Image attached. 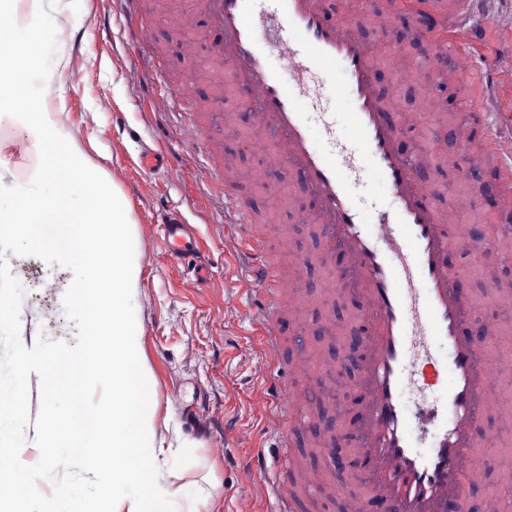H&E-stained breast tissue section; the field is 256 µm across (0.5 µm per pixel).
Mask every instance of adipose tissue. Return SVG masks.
<instances>
[{
    "instance_id": "adipose-tissue-1",
    "label": "adipose tissue",
    "mask_w": 512,
    "mask_h": 512,
    "mask_svg": "<svg viewBox=\"0 0 512 512\" xmlns=\"http://www.w3.org/2000/svg\"><path fill=\"white\" fill-rule=\"evenodd\" d=\"M61 31L58 18L39 6L20 22L0 28V126L19 128L37 146L65 137L64 106L49 108L30 89L32 77L45 80L57 71Z\"/></svg>"
}]
</instances>
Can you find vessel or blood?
Segmentation results:
<instances>
[{
	"label": "vessel or blood",
	"instance_id": "vessel-or-blood-1",
	"mask_svg": "<svg viewBox=\"0 0 512 512\" xmlns=\"http://www.w3.org/2000/svg\"><path fill=\"white\" fill-rule=\"evenodd\" d=\"M260 0H206L212 23L222 40L212 56L217 83L228 87L236 102L255 105L271 141L254 142L269 151L273 164L262 181L269 210L281 205L279 188L296 180L311 200L309 217L318 224L325 243L317 255L327 278L319 285L322 301L357 296L356 318L365 326V352L357 368V384L366 401L358 416V436L350 453L366 463V475L331 473L333 494L344 512H362L366 498L383 499L391 512H446L449 502L466 504L467 491L477 478V464L488 444L478 435L484 420L503 415L500 396L491 384L512 371V358L488 356V343L501 333L490 323L485 342L468 336L464 325L475 308V297L463 275L448 265V254H471L486 272L485 287L498 293L491 274L502 260L501 240L512 237V226H500L496 235L477 242L469 231L449 232L431 181L419 171L433 169L426 153L406 154L400 135L415 125L413 114L399 111L398 98L379 87L376 74L387 63L398 83L427 84L438 76L461 83L471 102L467 115H449L448 125L471 164L493 165L502 174L504 193H512V130L498 120L500 66L496 62L475 68L482 35L490 25L480 11L482 0H406L414 14H437L442 26L433 33V50L421 63L407 62L398 50L380 56L375 44L361 32L365 24L386 28L392 9L386 0H363L359 14H344L328 23L327 0H274L275 8L259 9ZM278 53L291 67L290 80L270 67L268 56ZM322 71H337L336 85L316 82ZM346 110H339V100ZM349 125L352 138L339 128ZM483 131L472 144L470 129ZM387 183L389 206L363 210L353 186L371 179ZM211 194L236 228L225 245L242 261L241 275L259 297L251 314L264 338L268 356L262 363L266 430L283 437L287 426L311 417L303 385L306 378L332 384L336 364L311 354L293 357L280 370L274 357L280 344L277 322L288 318L304 326L306 297L288 283V271L304 265L288 239L279 242L278 262L264 256L265 232L260 216L244 202L238 190L234 158H225L208 180ZM172 264L190 263L191 286L207 282L210 268L195 259L198 231L182 216L162 219ZM344 251L349 264L336 272L335 255ZM433 374L448 376L431 405L408 408L405 388L416 385L418 364ZM298 455L281 447L274 453L256 449L247 468L257 496L270 512H298L310 487L282 486L279 474L297 470Z\"/></svg>",
	"mask_w": 512,
	"mask_h": 512
}]
</instances>
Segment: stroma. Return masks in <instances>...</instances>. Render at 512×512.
<instances>
[{"label": "stroma", "mask_w": 512, "mask_h": 512, "mask_svg": "<svg viewBox=\"0 0 512 512\" xmlns=\"http://www.w3.org/2000/svg\"><path fill=\"white\" fill-rule=\"evenodd\" d=\"M112 2L55 0L56 11L69 19L56 45L64 69L61 78L44 90L49 100L61 98L66 103L72 149L107 172L130 207L134 256L141 268L132 304L142 328L141 356L152 374L158 480L179 485L209 482L211 498L201 512H268L265 501L252 493L244 469L254 449L274 444L258 403L260 350L249 317L254 295L242 281L236 257L224 249V217L217 214L205 186L211 162L202 152L179 154L171 168L150 176L137 162L149 148L165 144L176 150L179 128L207 119L224 152L235 155L240 185L250 207L260 212L266 208V193L258 177L270 158L251 151L249 145L269 139L270 133L251 112L225 121L209 53L221 34L202 0H145V10L135 21L148 27L152 43L139 49L126 42L124 24L116 19ZM494 2L484 56L512 61V0ZM187 15L195 19L189 29L182 25ZM363 33L382 51L399 48L411 61L429 51L428 38L407 11L396 13L383 31L376 33L367 26ZM189 44L195 55L191 61L184 53ZM186 80L192 84V112L151 111L154 93L168 92ZM377 80L383 88H397L403 111L416 116V128L404 137L409 148L430 149L440 158L430 179L449 226H481L486 216L506 208L499 196L477 198L470 210L460 208L457 199L470 188L462 176L470 167L467 155L447 143L445 123L422 111V88L409 83L395 86L385 65L380 66ZM19 138L15 128L0 127V163L8 168L9 187L27 185L39 164L38 147L20 148ZM283 192L286 201L266 226L269 241L288 238L307 259L297 279L320 283L326 272L312 257L323 240L316 224L301 217L307 198L294 183L284 186ZM169 207L181 211L198 229L201 249L212 266L208 287H188L187 267L173 266L167 259L156 223ZM449 263L481 298L468 322L472 334L482 333L490 320L512 328V306L485 300V275L469 257L456 252ZM10 270L22 286L20 309L30 319L22 342L75 344V324L67 317L62 298L44 281L45 262L30 256L13 261ZM485 429L493 443L485 450L480 476L470 488L469 512H480L484 496L500 486L503 473L512 472V425L492 418ZM219 445L224 448L220 455L215 452Z\"/></svg>", "instance_id": "35a3bbf8"}]
</instances>
